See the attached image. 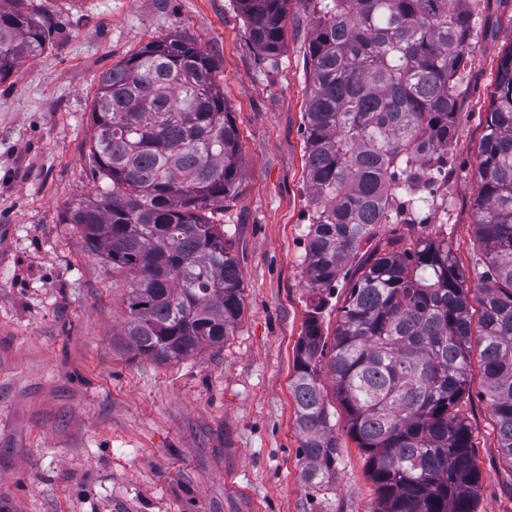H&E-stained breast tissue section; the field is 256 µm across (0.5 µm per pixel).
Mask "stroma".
Wrapping results in <instances>:
<instances>
[{"instance_id":"1","label":"stroma","mask_w":512,"mask_h":512,"mask_svg":"<svg viewBox=\"0 0 512 512\" xmlns=\"http://www.w3.org/2000/svg\"><path fill=\"white\" fill-rule=\"evenodd\" d=\"M472 30L448 153L447 198L425 220L382 224L474 251L477 165L512 0H468ZM44 49L0 81V512H375L367 455L340 434L336 478H300L294 351L313 308L312 218L303 112L318 0H290L270 69L236 0H21ZM193 37L239 133V189L215 214L244 279L242 318L223 344L178 361L140 355L124 333L125 280L66 223L107 191L88 157L99 76L146 43ZM460 407L481 473L475 512H512L480 370Z\"/></svg>"}]
</instances>
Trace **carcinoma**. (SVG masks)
<instances>
[{"label":"carcinoma","instance_id":"carcinoma-1","mask_svg":"<svg viewBox=\"0 0 512 512\" xmlns=\"http://www.w3.org/2000/svg\"><path fill=\"white\" fill-rule=\"evenodd\" d=\"M288 2L237 0L268 67L283 48ZM319 13L303 113L314 202L306 279L319 298L291 382L301 479L325 488L336 478L325 369L343 430L368 454L377 512H474L480 470L460 402L475 360L512 468V49L481 143L470 274L446 239H385L355 271L324 363L323 291L378 225L397 223L406 196L426 202L448 157L472 18L461 0H320ZM45 43L40 22L0 6V81ZM216 71L175 32L103 72L89 159L109 191L68 215L129 281L125 335L160 362L224 343L244 311L240 268L212 221L235 193L240 153Z\"/></svg>","mask_w":512,"mask_h":512}]
</instances>
